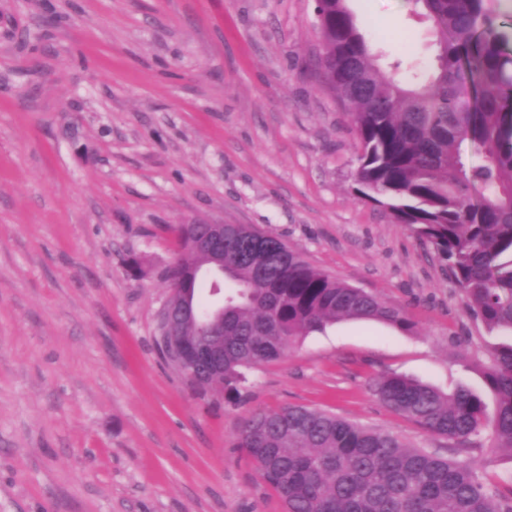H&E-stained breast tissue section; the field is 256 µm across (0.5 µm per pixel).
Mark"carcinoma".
<instances>
[{"mask_svg": "<svg viewBox=\"0 0 512 512\" xmlns=\"http://www.w3.org/2000/svg\"><path fill=\"white\" fill-rule=\"evenodd\" d=\"M429 22L433 63L408 78L377 65L346 0H319V65L328 88L351 108L358 138L354 191L386 208L434 250L466 293L472 317L504 340L490 346L488 412L466 387L443 394L396 375L373 382L388 408L462 445L485 432L512 452V28L494 0H408ZM473 145L480 161L463 152ZM203 224L177 228L179 257L168 271L180 313L177 340L224 351L185 379L238 392L244 370L282 359L298 340L343 320L407 331L398 307L310 266L278 238L224 225V316L199 294L202 261L192 248ZM238 447L287 512H512L508 493L473 466L438 457L399 436L299 406L254 412Z\"/></svg>", "mask_w": 512, "mask_h": 512, "instance_id": "cac0c4a2", "label": "carcinoma"}]
</instances>
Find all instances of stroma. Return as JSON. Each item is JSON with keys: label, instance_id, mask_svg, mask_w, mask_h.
Returning a JSON list of instances; mask_svg holds the SVG:
<instances>
[{"label": "stroma", "instance_id": "35a3bbf8", "mask_svg": "<svg viewBox=\"0 0 512 512\" xmlns=\"http://www.w3.org/2000/svg\"><path fill=\"white\" fill-rule=\"evenodd\" d=\"M347 5L382 69L432 63L407 0ZM320 51L315 0H0V512H285L238 433L292 405L512 486L511 452L372 392L395 374L495 409L492 338L433 251L355 194ZM212 223L279 238L413 330L341 321L246 369L236 399L190 387L154 339L173 229Z\"/></svg>", "mask_w": 512, "mask_h": 512}]
</instances>
